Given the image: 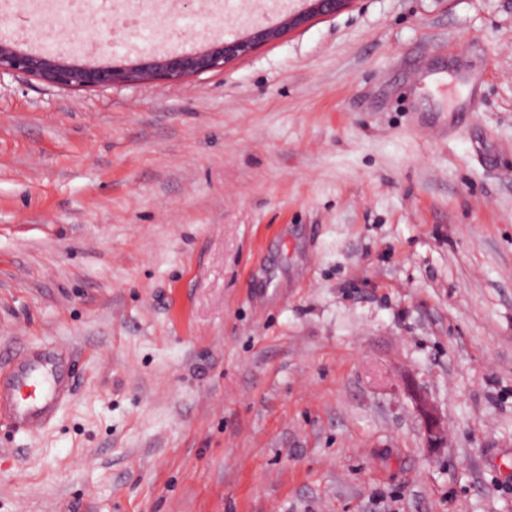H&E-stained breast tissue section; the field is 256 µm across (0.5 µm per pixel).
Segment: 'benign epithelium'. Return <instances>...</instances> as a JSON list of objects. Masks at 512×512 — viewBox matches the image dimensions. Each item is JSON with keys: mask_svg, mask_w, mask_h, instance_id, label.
Here are the masks:
<instances>
[{"mask_svg": "<svg viewBox=\"0 0 512 512\" xmlns=\"http://www.w3.org/2000/svg\"><path fill=\"white\" fill-rule=\"evenodd\" d=\"M354 0H309V6L288 17L286 25L296 28L314 16H332ZM278 31L253 25L245 36L218 39L207 48L191 53L143 56L134 65L78 64L69 61L62 52L52 54L24 52L15 47L16 38H0V74L21 73L45 82L74 88L112 87L152 78L177 80L190 75L213 71L224 64L247 55L256 46L277 38ZM427 447L440 448L445 444L447 427L435 408L424 399L417 401Z\"/></svg>", "mask_w": 512, "mask_h": 512, "instance_id": "benign-epithelium-1", "label": "benign epithelium"}]
</instances>
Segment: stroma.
Segmentation results:
<instances>
[{"label":"stroma","instance_id":"1","mask_svg":"<svg viewBox=\"0 0 512 512\" xmlns=\"http://www.w3.org/2000/svg\"><path fill=\"white\" fill-rule=\"evenodd\" d=\"M66 4L0 29L131 63L250 26L112 0L79 37ZM17 345L75 395L0 426V512H512V0H355L182 80L1 74ZM417 410L422 420L427 447L440 448L445 444L447 427L435 408L424 399H418Z\"/></svg>","mask_w":512,"mask_h":512}]
</instances>
